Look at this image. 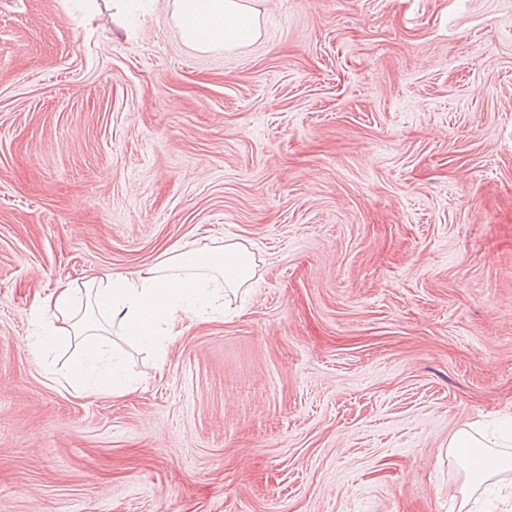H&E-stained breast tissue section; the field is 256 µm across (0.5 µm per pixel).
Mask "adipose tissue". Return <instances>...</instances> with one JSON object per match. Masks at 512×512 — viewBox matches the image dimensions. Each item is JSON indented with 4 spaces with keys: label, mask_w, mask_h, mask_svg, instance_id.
Returning <instances> with one entry per match:
<instances>
[{
    "label": "adipose tissue",
    "mask_w": 512,
    "mask_h": 512,
    "mask_svg": "<svg viewBox=\"0 0 512 512\" xmlns=\"http://www.w3.org/2000/svg\"><path fill=\"white\" fill-rule=\"evenodd\" d=\"M185 44L199 51L232 49L258 36V11L248 0H172ZM255 274V259L246 246L227 242L211 248L172 252L147 271L117 273L79 285L68 284L42 297V334L33 350L76 346L81 361L72 374L57 376L62 388L79 394L124 395L127 385L113 380L104 364L110 354L101 336L106 326L118 324L128 338L160 346L175 335L184 320L206 308H217L215 277L225 287L246 286ZM482 442L460 431L448 442L450 449L466 448L467 484L478 490L495 475L512 470V453L485 452Z\"/></svg>",
    "instance_id": "1"
}]
</instances>
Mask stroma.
Wrapping results in <instances>:
<instances>
[{"mask_svg": "<svg viewBox=\"0 0 512 512\" xmlns=\"http://www.w3.org/2000/svg\"><path fill=\"white\" fill-rule=\"evenodd\" d=\"M0 0V512H459L512 418V0ZM239 241L249 287L124 396L47 379L36 297ZM185 44L199 51L229 50L258 36V10L248 0H172Z\"/></svg>", "mask_w": 512, "mask_h": 512, "instance_id": "1", "label": "stroma"}]
</instances>
